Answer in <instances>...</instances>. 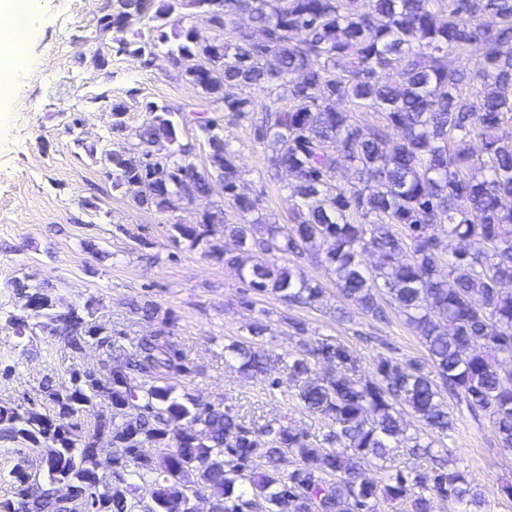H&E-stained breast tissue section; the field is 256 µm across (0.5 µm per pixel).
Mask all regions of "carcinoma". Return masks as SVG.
<instances>
[{
  "mask_svg": "<svg viewBox=\"0 0 512 512\" xmlns=\"http://www.w3.org/2000/svg\"><path fill=\"white\" fill-rule=\"evenodd\" d=\"M197 16L210 36L186 26ZM95 29L94 69L108 68L114 53L148 66L163 48L230 118L263 113L254 141L268 176L293 179L291 224L254 216L257 200L238 192L236 154L201 112L193 116L210 148L203 168L179 140L172 108L149 104L132 127L125 103L107 102L110 133L133 140L112 155L113 187L140 207L175 212L208 194L217 175L224 203L197 224L170 225L174 242L239 268L248 287L288 307L323 297L319 284L279 264L308 254L362 314L403 315L429 366L380 357L367 373L341 344H300L288 355V381L329 425L317 441L277 418L247 423L222 403L177 395L193 370L168 321L126 347L93 321L90 305L63 309L43 284L17 282L13 307L0 310L14 336H56L74 353L92 344L105 359L67 381L44 377L34 397L0 400V441L18 445L0 512H137L143 491L156 512H190L192 491L215 512H433L436 497L483 512L466 476L408 432L404 415L429 433L452 431L448 392L488 415L499 447L512 452V0H448L445 9L438 0H112ZM115 29L134 30V39L113 46ZM472 56L474 68L465 63ZM391 70L400 82L385 80ZM354 110L384 122L364 126ZM226 206L239 223L226 222ZM439 224L464 242L446 257ZM223 234L238 251L218 247ZM268 331L258 317L224 346L240 374L268 372ZM320 363L329 370L317 375ZM84 411L95 416L89 432L75 422ZM102 428L117 454L101 477L88 438ZM398 448L426 466L373 479ZM63 479L65 506L56 495Z\"/></svg>",
  "mask_w": 512,
  "mask_h": 512,
  "instance_id": "obj_1",
  "label": "carcinoma"
}]
</instances>
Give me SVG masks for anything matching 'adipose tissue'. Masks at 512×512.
<instances>
[{"mask_svg": "<svg viewBox=\"0 0 512 512\" xmlns=\"http://www.w3.org/2000/svg\"><path fill=\"white\" fill-rule=\"evenodd\" d=\"M42 26L34 0H0V46L14 47L12 57L0 61V94L9 92L23 62L21 46Z\"/></svg>", "mask_w": 512, "mask_h": 512, "instance_id": "adipose-tissue-1", "label": "adipose tissue"}]
</instances>
